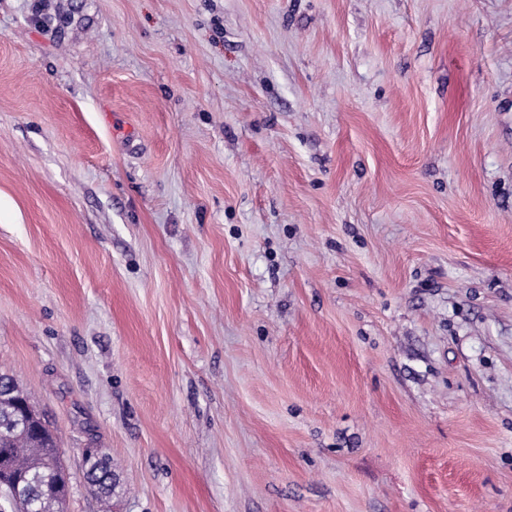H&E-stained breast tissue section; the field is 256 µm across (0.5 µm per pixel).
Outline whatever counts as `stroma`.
<instances>
[{"label": "stroma", "mask_w": 512, "mask_h": 512, "mask_svg": "<svg viewBox=\"0 0 512 512\" xmlns=\"http://www.w3.org/2000/svg\"><path fill=\"white\" fill-rule=\"evenodd\" d=\"M0 371L64 512H512V0H0ZM100 469L101 474L96 472ZM89 472H93L97 478H100V483L95 488L98 496L104 502L105 505H109L112 498V481L108 483V480H112V465L109 460L106 459L104 464L100 466L98 463H91Z\"/></svg>", "instance_id": "obj_1"}]
</instances>
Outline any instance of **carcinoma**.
Listing matches in <instances>:
<instances>
[{
	"label": "carcinoma",
	"instance_id": "1",
	"mask_svg": "<svg viewBox=\"0 0 512 512\" xmlns=\"http://www.w3.org/2000/svg\"><path fill=\"white\" fill-rule=\"evenodd\" d=\"M24 396L21 389L8 399L0 393V453L8 456L9 470L0 472V481H9L12 475L26 478L25 496L38 500L39 512H60V505L68 492V479L62 465L57 439L44 417H38L39 429H17L19 412L17 401ZM89 471L98 473L100 483L96 492L104 504L112 498V465L90 464Z\"/></svg>",
	"mask_w": 512,
	"mask_h": 512
}]
</instances>
